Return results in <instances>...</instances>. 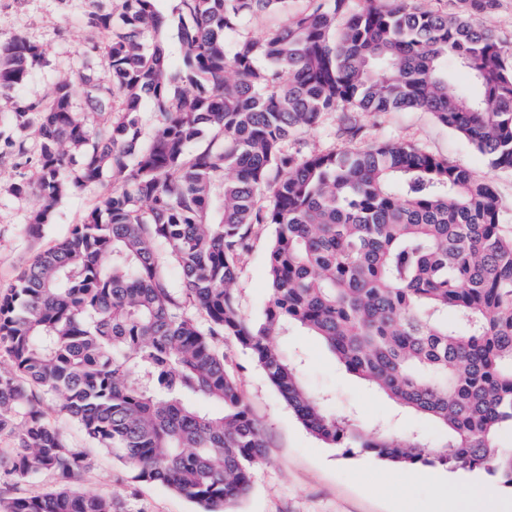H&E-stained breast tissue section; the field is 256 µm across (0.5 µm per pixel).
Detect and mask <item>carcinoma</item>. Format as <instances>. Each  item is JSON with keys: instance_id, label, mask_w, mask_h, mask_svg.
Here are the masks:
<instances>
[{"instance_id": "cac0c4a2", "label": "carcinoma", "mask_w": 512, "mask_h": 512, "mask_svg": "<svg viewBox=\"0 0 512 512\" xmlns=\"http://www.w3.org/2000/svg\"><path fill=\"white\" fill-rule=\"evenodd\" d=\"M109 33L99 75L15 103L36 129L48 222L68 190L115 178L70 234L36 256L0 298V470L57 475L0 512H115L112 495L70 486L90 466L30 387L59 401L94 448L134 482L158 483L203 512L247 495L264 429L224 355L249 351L317 440L403 468L479 471L512 488V233L493 187L466 168L388 141L368 150L288 153L328 112H429L492 167L512 171V53L470 17L415 0L355 8L312 0L259 37L248 19L288 0H177L179 56L167 61L157 0H85ZM44 64L42 48L0 39V93ZM463 73L472 92L448 90ZM156 124L141 138L138 113ZM274 227L260 317L239 311L238 264L255 229ZM300 328L346 370L441 430L398 441L330 411L275 338Z\"/></svg>"}]
</instances>
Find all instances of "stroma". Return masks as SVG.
<instances>
[{
    "mask_svg": "<svg viewBox=\"0 0 512 512\" xmlns=\"http://www.w3.org/2000/svg\"><path fill=\"white\" fill-rule=\"evenodd\" d=\"M83 0H0V38L19 34L40 45L45 65L34 71L13 94L0 96V134H13L12 107L17 98L50 97L55 84L78 76L80 63L92 45L105 36L84 22ZM357 136L345 130L342 113L322 115L319 122L290 138L289 152L360 150L380 141H395L447 158L469 169L494 188L505 230H512V172L492 167L463 136L439 123L428 112L402 111L378 115L356 113ZM35 179L34 165L16 168L15 160L0 155V295H6L21 273L41 251L66 237L112 188L103 180L90 188H74L58 203L49 224L32 231L30 219L43 205L38 191L17 198L10 185L19 178ZM272 226L257 229L250 251L239 263L235 284L241 313L258 317L269 295L266 267ZM278 343L301 362L302 378L313 391L329 393L331 408L339 414L356 413L361 423L393 422L396 438L420 429L431 439L439 432L414 416L395 417L392 405L341 370L315 338L292 329ZM243 396L265 431L266 460L254 471L252 486L229 512H437V491L451 483L465 488L489 483L487 475L440 468L404 470L364 451L344 455L325 447L299 423L280 399L263 370L235 341L224 344ZM48 420L75 448L88 451L92 465L77 481L89 494L112 495L117 512H201L196 503L157 483L132 481L128 471L111 456L90 447L84 434L51 396H44Z\"/></svg>",
    "mask_w": 512,
    "mask_h": 512,
    "instance_id": "35a3bbf8",
    "label": "stroma"
}]
</instances>
